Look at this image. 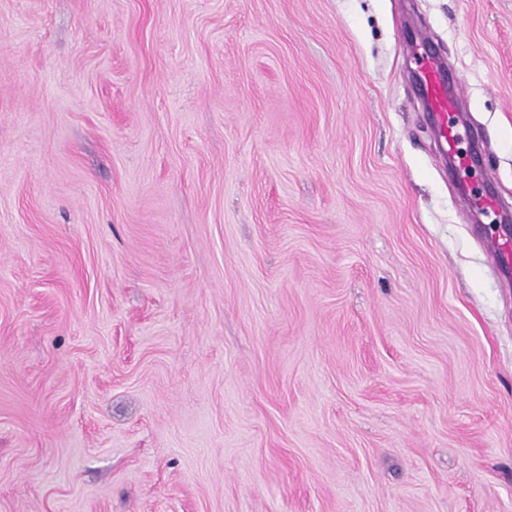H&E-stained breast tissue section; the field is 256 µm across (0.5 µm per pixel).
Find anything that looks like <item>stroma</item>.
<instances>
[{
	"label": "stroma",
	"instance_id": "1",
	"mask_svg": "<svg viewBox=\"0 0 512 512\" xmlns=\"http://www.w3.org/2000/svg\"><path fill=\"white\" fill-rule=\"evenodd\" d=\"M511 210L512 0H0V512H512ZM424 69L427 71L423 80L426 99L431 107L439 135L447 142L448 152H452L455 143L462 137L461 132L448 122V114L454 112L456 102L448 97L444 85L438 80L437 76L441 74L438 63L429 61L425 63Z\"/></svg>",
	"mask_w": 512,
	"mask_h": 512
}]
</instances>
